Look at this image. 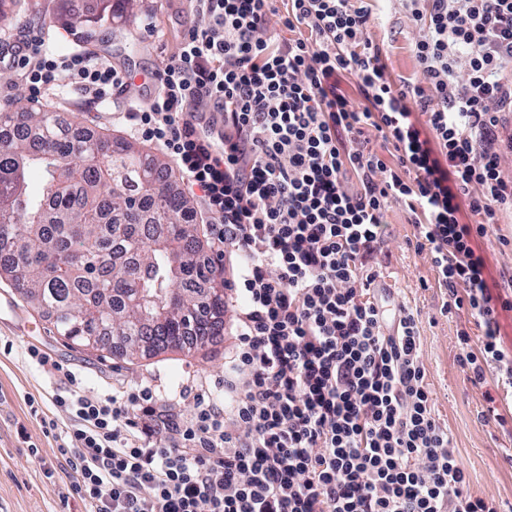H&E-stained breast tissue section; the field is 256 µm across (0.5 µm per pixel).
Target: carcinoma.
Returning <instances> with one entry per match:
<instances>
[{
    "label": "carcinoma",
    "instance_id": "cac0c4a2",
    "mask_svg": "<svg viewBox=\"0 0 512 512\" xmlns=\"http://www.w3.org/2000/svg\"><path fill=\"white\" fill-rule=\"evenodd\" d=\"M24 108L0 114V277L59 335L122 355L202 349L224 324V292L199 304L213 266L198 259L191 201L168 161L123 138Z\"/></svg>",
    "mask_w": 512,
    "mask_h": 512
}]
</instances>
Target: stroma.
Instances as JSON below:
<instances>
[{
	"label": "stroma",
	"mask_w": 512,
	"mask_h": 512,
	"mask_svg": "<svg viewBox=\"0 0 512 512\" xmlns=\"http://www.w3.org/2000/svg\"><path fill=\"white\" fill-rule=\"evenodd\" d=\"M372 9L375 22L369 36L382 43L389 72L397 79L415 77L414 32L402 6L398 0H374ZM31 18L37 19L46 41L78 30L87 35L86 45L94 55L141 79L155 71L162 56L174 55L183 34L198 23L185 0H137L131 12L123 0H5L0 6V40L12 37L18 23ZM39 105L65 113L81 126L132 137L126 127L113 122L108 107L85 102L69 79H60ZM387 221L389 257L380 282L392 298L418 313L435 412L450 429L471 493L495 496L501 512H512V434L477 417L486 407L485 393L495 392V384L489 380L472 385L457 363L458 331L476 337L480 330L467 311L441 314L436 274L428 258L416 254L410 244L414 227L405 211L392 207ZM472 247L485 260L489 287L498 288L504 263L512 261V218L502 217L493 232L474 238ZM32 346L79 374L86 395L148 386L161 408L184 419L194 411L196 394L223 381L230 352L220 339L188 356L166 352L129 360L90 352L59 336L46 315L0 279V512H87L83 501L67 494L69 466L59 451L70 421L63 409L52 405L51 396L64 383L48 377L29 358ZM31 397L43 402L55 430H46L44 419L29 414L26 401ZM33 447L39 454L35 460L29 456Z\"/></svg>",
	"instance_id": "1"
}]
</instances>
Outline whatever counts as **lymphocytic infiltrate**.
Returning <instances> with one entry per match:
<instances>
[{
    "instance_id": "obj_1",
    "label": "lymphocytic infiltrate",
    "mask_w": 512,
    "mask_h": 512,
    "mask_svg": "<svg viewBox=\"0 0 512 512\" xmlns=\"http://www.w3.org/2000/svg\"><path fill=\"white\" fill-rule=\"evenodd\" d=\"M420 75L393 80L368 36L366 0H189L204 25L153 72L147 103L121 120L176 164L192 213L227 275L235 338L224 394L192 418L148 389L53 397L70 420L60 452L90 512H498L469 491L436 418L418 316L377 284L386 213L402 206L427 254L468 382L512 390L498 309L472 247L512 214V0H401ZM279 16L287 39L269 29ZM31 22L0 44L32 98L61 77L89 102L127 91L128 73L84 50L56 53ZM350 76L361 97L338 88ZM426 118L418 126L413 112ZM224 125L222 143L200 132ZM372 127L393 163L369 148ZM477 221L460 222L461 204Z\"/></svg>"
}]
</instances>
